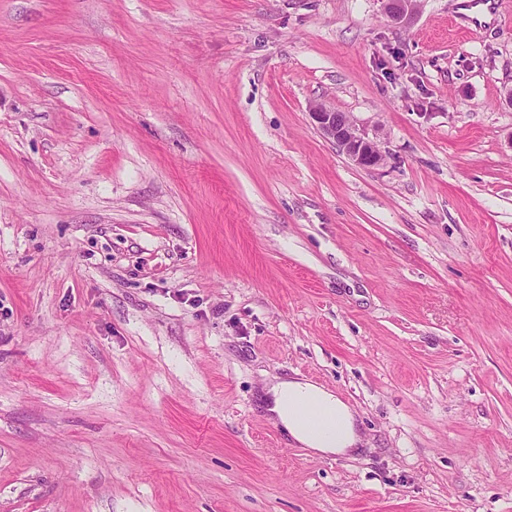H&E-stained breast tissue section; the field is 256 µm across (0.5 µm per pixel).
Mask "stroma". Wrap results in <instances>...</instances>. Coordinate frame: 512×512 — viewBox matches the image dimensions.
I'll return each instance as SVG.
<instances>
[{"label": "stroma", "instance_id": "35a3bbf8", "mask_svg": "<svg viewBox=\"0 0 512 512\" xmlns=\"http://www.w3.org/2000/svg\"><path fill=\"white\" fill-rule=\"evenodd\" d=\"M462 2L0 0V512H512V0ZM308 113L314 128L355 165L374 169L384 164L385 154L378 142L356 127L349 115L323 103L310 105ZM266 412L315 456L344 455L363 444L357 412L333 392L307 379H276L265 388ZM323 421L314 425L310 417Z\"/></svg>", "mask_w": 512, "mask_h": 512}]
</instances>
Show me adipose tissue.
I'll list each match as a JSON object with an SVG mask.
<instances>
[{
	"mask_svg": "<svg viewBox=\"0 0 512 512\" xmlns=\"http://www.w3.org/2000/svg\"><path fill=\"white\" fill-rule=\"evenodd\" d=\"M265 399L270 419L313 455H344L363 443L356 411L310 380H274Z\"/></svg>",
	"mask_w": 512,
	"mask_h": 512,
	"instance_id": "ef3b65f1",
	"label": "adipose tissue"
}]
</instances>
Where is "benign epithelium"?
Instances as JSON below:
<instances>
[{
    "label": "benign epithelium",
    "mask_w": 512,
    "mask_h": 512,
    "mask_svg": "<svg viewBox=\"0 0 512 512\" xmlns=\"http://www.w3.org/2000/svg\"><path fill=\"white\" fill-rule=\"evenodd\" d=\"M416 0H386L385 13L400 24L415 11ZM309 117L314 128L334 143L355 165L374 169L382 166L385 154L378 142L363 133L344 112L323 103L310 105Z\"/></svg>",
    "instance_id": "benign-epithelium-1"
}]
</instances>
